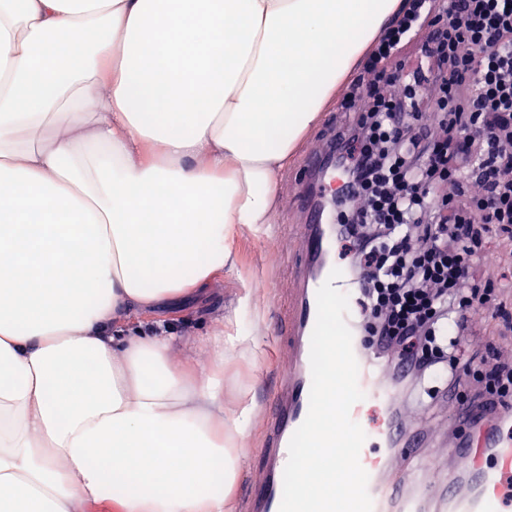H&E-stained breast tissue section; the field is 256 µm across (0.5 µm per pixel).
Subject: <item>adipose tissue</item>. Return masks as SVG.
<instances>
[{"instance_id": "obj_1", "label": "adipose tissue", "mask_w": 512, "mask_h": 512, "mask_svg": "<svg viewBox=\"0 0 512 512\" xmlns=\"http://www.w3.org/2000/svg\"><path fill=\"white\" fill-rule=\"evenodd\" d=\"M400 7L0 0V512H229L244 331L200 365L162 309L269 223L277 171Z\"/></svg>"}]
</instances>
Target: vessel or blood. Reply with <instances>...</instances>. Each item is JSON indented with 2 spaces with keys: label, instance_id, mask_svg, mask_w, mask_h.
<instances>
[{
  "label": "vessel or blood",
  "instance_id": "1",
  "mask_svg": "<svg viewBox=\"0 0 512 512\" xmlns=\"http://www.w3.org/2000/svg\"><path fill=\"white\" fill-rule=\"evenodd\" d=\"M302 170L313 177L298 189L305 256L292 265L299 288L284 326L296 353L280 379L278 395L269 404L270 423L260 450L266 478L248 496L252 512H279L289 441L309 409L316 293L336 266V198L330 191L336 182V164L329 149L307 153ZM334 286L347 294L346 321L355 323L360 315L356 280L343 276ZM352 346L364 398L353 405L350 415L367 436L359 460L369 475L373 512H425L430 501L448 512H512V422L487 426L481 415H472L471 430L448 448L455 463L452 475L445 481L423 484L430 463L412 449H399L401 419L389 410L392 384L387 374L400 366V358L392 353L376 356L357 338Z\"/></svg>",
  "mask_w": 512,
  "mask_h": 512
}]
</instances>
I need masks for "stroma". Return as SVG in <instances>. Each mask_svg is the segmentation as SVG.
Returning a JSON list of instances; mask_svg holds the SVG:
<instances>
[{
  "instance_id": "1",
  "label": "stroma",
  "mask_w": 512,
  "mask_h": 512,
  "mask_svg": "<svg viewBox=\"0 0 512 512\" xmlns=\"http://www.w3.org/2000/svg\"><path fill=\"white\" fill-rule=\"evenodd\" d=\"M303 175L297 165L276 174V191L272 218L280 229L276 240L263 239L261 232L242 229L232 243L230 270L216 276L195 294L180 301L171 313L179 335L192 339L208 336L220 321L238 316L249 334L243 351L224 358V411L231 414L241 406L251 409L248 447L237 483L231 493L233 512H246L243 489L247 480H259L261 462L256 454L264 434L263 407L277 390L282 372L288 368L294 355L291 344L275 337L278 326L288 318V306L295 298L297 283L289 269L280 265L279 256L297 255L301 238L295 226L301 217L295 209L294 188ZM492 252L502 256L503 265L480 263L473 270L476 280H494L503 287L501 299L512 306V241L499 236L489 241ZM247 305H240V298ZM464 355L483 354L498 359L512 360V327L500 318L486 315L470 324L462 338ZM395 408L412 416L414 426L430 433L432 440L419 453L433 457L435 477H446L450 470L447 456L436 455L440 444H450L464 426L454 418L452 409L457 401L448 394H440L430 403L409 398L402 390L393 394Z\"/></svg>"
}]
</instances>
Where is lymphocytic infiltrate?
<instances>
[{
  "instance_id": "obj_1",
  "label": "lymphocytic infiltrate",
  "mask_w": 512,
  "mask_h": 512,
  "mask_svg": "<svg viewBox=\"0 0 512 512\" xmlns=\"http://www.w3.org/2000/svg\"><path fill=\"white\" fill-rule=\"evenodd\" d=\"M337 110L336 239L362 325L419 396L444 363L478 389L460 404L512 408V363L460 352L472 318L500 308L473 267L489 236L512 238V0H404Z\"/></svg>"
}]
</instances>
